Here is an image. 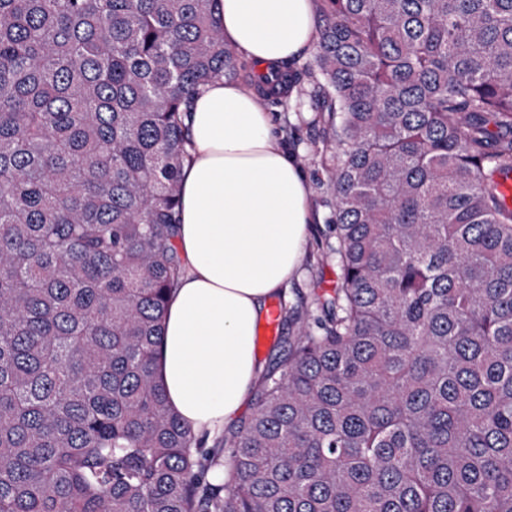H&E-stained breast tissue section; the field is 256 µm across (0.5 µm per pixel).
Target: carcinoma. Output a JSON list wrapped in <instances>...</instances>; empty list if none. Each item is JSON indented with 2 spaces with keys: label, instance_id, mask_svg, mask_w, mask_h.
Returning a JSON list of instances; mask_svg holds the SVG:
<instances>
[{
  "label": "carcinoma",
  "instance_id": "cac0c4a2",
  "mask_svg": "<svg viewBox=\"0 0 512 512\" xmlns=\"http://www.w3.org/2000/svg\"><path fill=\"white\" fill-rule=\"evenodd\" d=\"M326 2L336 288L221 460L157 374L217 0H0V512H512V0Z\"/></svg>",
  "mask_w": 512,
  "mask_h": 512
}]
</instances>
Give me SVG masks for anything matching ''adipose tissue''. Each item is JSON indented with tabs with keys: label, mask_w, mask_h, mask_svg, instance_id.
Returning <instances> with one entry per match:
<instances>
[{
	"label": "adipose tissue",
	"mask_w": 512,
	"mask_h": 512,
	"mask_svg": "<svg viewBox=\"0 0 512 512\" xmlns=\"http://www.w3.org/2000/svg\"><path fill=\"white\" fill-rule=\"evenodd\" d=\"M218 17L225 43L267 72L305 57L317 39L314 0H218ZM184 123L183 275L168 300L158 372L183 424L212 439L251 399L255 336L300 265L315 212L305 174L251 90L214 80Z\"/></svg>",
	"instance_id": "1"
}]
</instances>
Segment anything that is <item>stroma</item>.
<instances>
[{"label":"stroma","mask_w":512,"mask_h":512,"mask_svg":"<svg viewBox=\"0 0 512 512\" xmlns=\"http://www.w3.org/2000/svg\"><path fill=\"white\" fill-rule=\"evenodd\" d=\"M310 67L307 59L295 65L294 89L281 102L263 96L257 99L260 107L272 115L277 132L282 133L312 192L316 219L308 228L302 262L285 293L286 302L295 306L309 302L313 289L328 291L336 284V261L329 258L327 249L336 240V199L328 181L333 161L325 147L328 115L313 109Z\"/></svg>","instance_id":"stroma-1"}]
</instances>
